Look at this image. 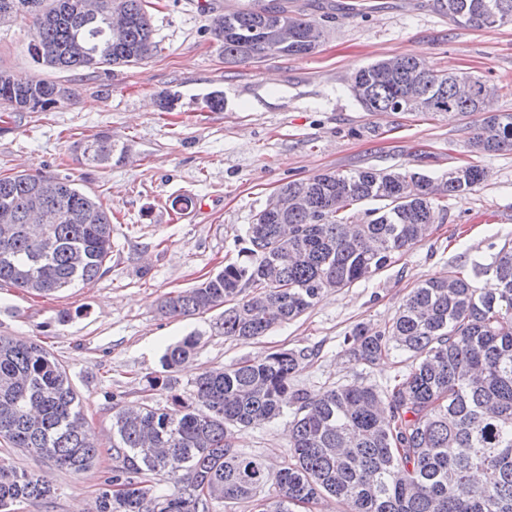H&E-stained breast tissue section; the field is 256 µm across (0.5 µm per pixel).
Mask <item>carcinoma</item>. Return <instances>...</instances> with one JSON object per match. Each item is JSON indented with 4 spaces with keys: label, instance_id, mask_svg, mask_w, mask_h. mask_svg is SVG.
I'll return each instance as SVG.
<instances>
[{
    "label": "carcinoma",
    "instance_id": "cac0c4a2",
    "mask_svg": "<svg viewBox=\"0 0 512 512\" xmlns=\"http://www.w3.org/2000/svg\"><path fill=\"white\" fill-rule=\"evenodd\" d=\"M150 0H0V22L21 18L33 37L28 53L44 66L93 73L135 65L158 51ZM461 27L494 29L512 23V0H436ZM287 18L288 41L275 40L270 20ZM210 31L228 62L268 55L303 56L322 38L319 22L288 13L281 3L259 4L210 18ZM471 79L473 95H456ZM483 79L469 72L437 73L414 54L381 59L351 78L367 112L482 114L469 147L476 153L512 151V113L490 109ZM74 97L54 81H14L0 71V102L33 112ZM81 159L107 168L117 146L99 138L79 146ZM483 180L475 164L457 166L439 183L409 171L373 168L329 171L283 185L279 211L268 201L246 228L245 259L230 261L202 283L167 294L159 311L169 318L224 307L220 329L243 343L264 336L317 304L329 290L369 280L425 239L445 211L442 201ZM43 196L57 215L46 235L26 224ZM381 200L365 224L347 211ZM0 287L53 296L97 281L112 257V212L74 181L18 172L0 176ZM486 278L477 288L471 277ZM250 289L239 298L243 289ZM193 333L167 347L166 375L150 386L173 388V373L199 347ZM356 365L392 352L410 355L409 371L386 387L352 383L310 395L294 388L295 374L315 356L307 347L201 373L187 396L164 408L112 415L111 488L97 512H214L225 501H253L259 512H294L333 498L339 512H512V243L487 265L455 267L412 289L391 324H359L344 340ZM289 421L288 461L273 469L236 448L235 433L278 419ZM0 442L24 448L73 472L97 463L100 450L86 425L62 362L36 342L0 336ZM475 471L483 480L472 479ZM186 475L170 494H156L147 474ZM45 475L17 469L0 457V512L46 500Z\"/></svg>",
    "mask_w": 512,
    "mask_h": 512
}]
</instances>
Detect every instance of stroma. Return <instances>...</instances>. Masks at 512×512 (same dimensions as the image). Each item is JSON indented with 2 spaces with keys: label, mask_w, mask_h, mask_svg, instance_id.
I'll return each instance as SVG.
<instances>
[{
  "label": "stroma",
  "mask_w": 512,
  "mask_h": 512,
  "mask_svg": "<svg viewBox=\"0 0 512 512\" xmlns=\"http://www.w3.org/2000/svg\"><path fill=\"white\" fill-rule=\"evenodd\" d=\"M153 2L157 54L89 76L35 62L24 21L0 28V70L76 91L44 112L0 104V175L70 178L112 213V258L96 282L48 297L0 288V335L36 341L59 358L100 442L98 462L80 473L10 449L16 467L48 475L54 488L46 503L21 505L20 512H96L114 465L113 413L166 406L170 393L189 394L203 370L315 346L320 353L296 374V388L315 394L353 382L384 384L407 368L408 356L355 366L344 345L354 326L384 328L421 282L452 266L489 263L512 240V151L472 152L477 116L367 112L349 86L369 63L419 53L437 72L483 77L495 90L493 110L512 112V23L460 27L433 0H288L289 10L323 21L326 37L317 51L228 62L209 17L248 0ZM215 91L224 95L223 110L206 104ZM168 94L175 100L161 108ZM98 136L123 148L120 163L83 164L77 144ZM468 162L484 169L482 183L449 199L428 239L258 340L224 337L218 308L179 319L158 312L167 293L199 284L237 258L247 225L290 181L368 167L437 179ZM193 331L201 332V345L176 372L175 390L150 388L148 377L163 372L165 348ZM236 445L281 466L289 453L287 417L242 431Z\"/></svg>",
  "instance_id": "stroma-1"
}]
</instances>
